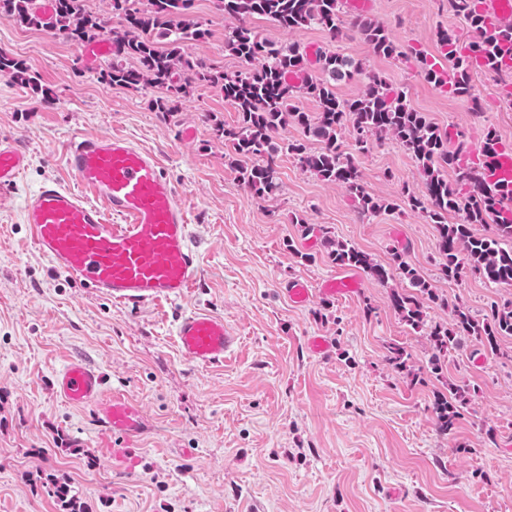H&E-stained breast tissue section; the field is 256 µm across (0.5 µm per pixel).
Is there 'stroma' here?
<instances>
[{"label": "stroma", "mask_w": 512, "mask_h": 512, "mask_svg": "<svg viewBox=\"0 0 512 512\" xmlns=\"http://www.w3.org/2000/svg\"><path fill=\"white\" fill-rule=\"evenodd\" d=\"M209 31L184 52L228 74L243 65L224 50L226 22L216 0H195ZM369 17L399 49L376 56L354 32L340 39L312 28L289 34L250 20L263 37L330 50L360 60L363 74L337 93H361L368 75L404 90L413 108L479 151L487 131L512 140V75H472L483 114L428 82L419 55L439 51L441 32L466 35L447 0H373ZM36 72L41 92L0 77V137L20 141L31 166L0 197V512H512V337L497 354L479 342L430 371L426 331L409 329L386 284L356 270L349 295L322 293L348 275L322 246L323 236L354 245L387 265L401 252L439 302H426L428 324L448 325L452 307L487 318L492 302L512 300L472 273L440 274L437 232L424 213L402 205V191L423 196L414 160L390 138L356 154L350 131L342 149L355 155L363 185L395 210L369 220L344 188L320 181L288 155L278 158L280 188L254 196L239 181L235 155L215 132L237 114L220 86L194 83L171 112L154 107L163 86L117 87L87 66L83 45L48 29L0 20V51ZM77 131L120 133L154 151L187 193L200 254L199 291L170 304L131 307L68 284L30 244L22 223L27 193L48 177L74 186L63 149ZM307 279L312 299L296 308L280 294ZM205 309L240 338L223 365L189 364L175 341L178 317ZM323 336L330 351L305 349ZM403 344L406 369L386 363L384 346ZM99 365L109 387L141 402L150 427L134 441L129 467H113L111 436L92 408H74L51 389L72 355ZM469 384L467 409L449 433L438 430L433 400ZM397 495H390V488Z\"/></svg>", "instance_id": "obj_1"}]
</instances>
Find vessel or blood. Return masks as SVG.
<instances>
[{"mask_svg": "<svg viewBox=\"0 0 512 512\" xmlns=\"http://www.w3.org/2000/svg\"><path fill=\"white\" fill-rule=\"evenodd\" d=\"M476 9L496 23L512 21V0H476ZM63 161L76 188L45 179L27 196L22 214L29 240L56 273L132 307L174 301L198 287L186 194L156 154L119 134L77 131ZM30 164L22 144L1 137L0 191L14 188ZM481 176L493 187L512 185V141H497ZM176 342L187 362L216 367L238 337L223 317L198 309L180 315ZM52 391L68 405L93 407L104 430L119 439L139 437L147 427L141 403L108 392L104 372L83 357L69 358L55 372Z\"/></svg>", "mask_w": 512, "mask_h": 512, "instance_id": "vessel-or-blood-1", "label": "vessel or blood"}]
</instances>
